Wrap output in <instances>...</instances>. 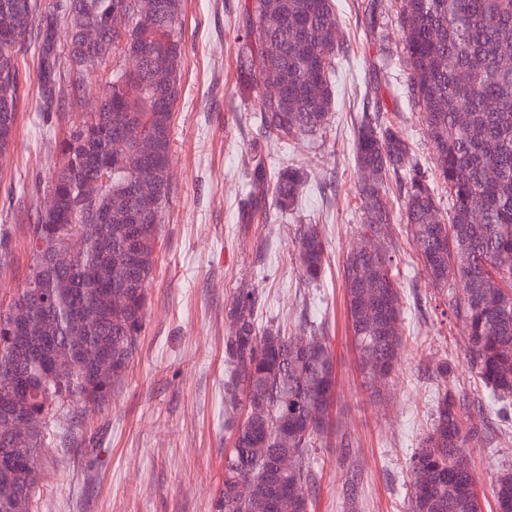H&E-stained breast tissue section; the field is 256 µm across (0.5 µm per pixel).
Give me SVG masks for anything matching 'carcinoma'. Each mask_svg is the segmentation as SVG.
Masks as SVG:
<instances>
[{
    "label": "carcinoma",
    "instance_id": "1",
    "mask_svg": "<svg viewBox=\"0 0 512 512\" xmlns=\"http://www.w3.org/2000/svg\"><path fill=\"white\" fill-rule=\"evenodd\" d=\"M0 0V160L10 153L20 103L18 55L38 44L46 101L53 103L56 29L78 77L112 54H136L134 72L119 67L101 80L96 111L63 141V163L52 192L56 205L29 216L33 264L8 309L28 308L24 328L11 334L0 311V407L15 418L46 421L65 407L92 412L112 400L129 373L145 327L147 287L163 210L169 199L174 105L184 62L182 0ZM238 34L239 82L257 90L259 127L287 142L322 137L335 109V0H255ZM404 58L410 93L423 114L436 152L430 172L411 154L399 131L367 114L356 128L355 163L363 173L357 193L367 238L346 255L344 288L361 370L372 383L392 378L401 357L402 302L391 272L388 241L392 209L386 183L394 174L401 220L426 278L442 292L448 311L465 325L464 358L496 407L512 422V0H402ZM171 81L157 84L153 64ZM151 134L155 153L141 158L139 140ZM125 153L112 151L117 136ZM160 175L154 195L132 179L140 163ZM112 174L103 187L100 174ZM308 173L266 169L257 156L249 195L295 210ZM448 192L451 223L439 211L437 184ZM83 240L65 251L67 240ZM296 260L304 282L320 280L327 242L319 229H298ZM259 293L237 291L224 336L229 377L224 405L236 423L224 449V488L213 512H309L312 449L320 446L334 395V361L323 327L302 321L286 334L259 329ZM112 358L100 372L94 358ZM448 359L436 366L434 420L408 462V512H483L467 443L492 438L463 412L464 394L448 384ZM44 437L15 434L0 424V512H31L40 484L33 464ZM498 512H512V470L493 486Z\"/></svg>",
    "mask_w": 512,
    "mask_h": 512
}]
</instances>
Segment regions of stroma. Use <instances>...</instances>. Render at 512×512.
I'll return each mask as SVG.
<instances>
[{
    "mask_svg": "<svg viewBox=\"0 0 512 512\" xmlns=\"http://www.w3.org/2000/svg\"><path fill=\"white\" fill-rule=\"evenodd\" d=\"M246 0H183L182 95L174 106L171 192L163 212L145 328L134 363L109 406L53 423L37 456L42 474L32 512H211L224 482V336L238 289L262 298L259 327L289 329L307 318L324 325L335 360L336 396L313 468L312 512H407L410 455L433 423L439 359L467 399L477 427L493 443L467 450L496 512L491 481L512 469V426L487 406L464 360L462 324L441 315L443 297L421 271L405 227L392 222L393 274L403 308L405 351L395 380L381 392L364 382L351 336L343 261L363 232L356 192L355 131L365 106L379 109L424 166L434 147L412 103L402 54L401 0H336V107L326 137L282 145L256 143L255 91L238 81L237 40ZM24 90L11 152L0 163V307L24 288L32 263L28 215L51 198L62 164L60 143L92 112L101 78L85 77L89 96L73 99L65 53L56 62L57 108L45 106L37 46L18 57ZM267 167L290 162L310 181L296 211L268 207L244 223L254 147ZM318 225L328 241L319 283L295 264L300 225Z\"/></svg>",
    "mask_w": 512,
    "mask_h": 512,
    "instance_id": "stroma-1",
    "label": "stroma"
}]
</instances>
